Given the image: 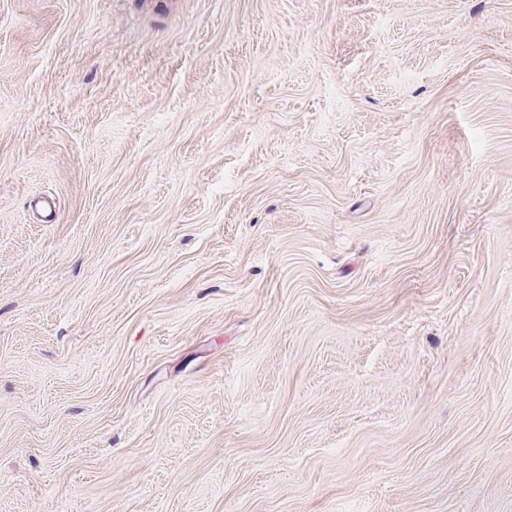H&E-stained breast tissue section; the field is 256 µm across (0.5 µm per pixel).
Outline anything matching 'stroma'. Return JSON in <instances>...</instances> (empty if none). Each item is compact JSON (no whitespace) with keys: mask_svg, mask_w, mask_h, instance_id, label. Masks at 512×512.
<instances>
[{"mask_svg":"<svg viewBox=\"0 0 512 512\" xmlns=\"http://www.w3.org/2000/svg\"><path fill=\"white\" fill-rule=\"evenodd\" d=\"M0 512H512V0H0Z\"/></svg>","mask_w":512,"mask_h":512,"instance_id":"35a3bbf8","label":"stroma"}]
</instances>
